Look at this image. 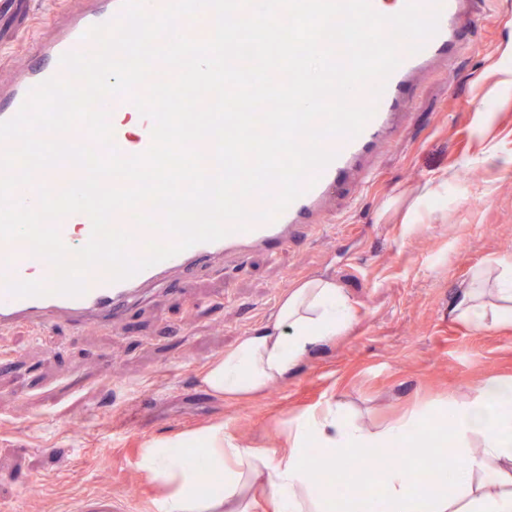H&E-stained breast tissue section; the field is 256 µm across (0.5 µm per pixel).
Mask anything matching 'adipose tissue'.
<instances>
[{"label": "adipose tissue", "mask_w": 512, "mask_h": 512, "mask_svg": "<svg viewBox=\"0 0 512 512\" xmlns=\"http://www.w3.org/2000/svg\"><path fill=\"white\" fill-rule=\"evenodd\" d=\"M448 315L478 328L512 324V262L474 268L459 284ZM353 318L335 281L305 280L282 297L263 327L213 358L202 383L226 399L252 397L285 381L315 347L346 333ZM437 429L447 430L449 442L420 458L429 483L416 486L400 464L384 469L378 512H512V380L497 378L449 408L408 411L376 430L330 403L289 422L281 449L245 446L225 433L223 423H211L149 443L139 468L163 485L162 512H252L261 497L270 512H332L339 504L347 512H371L367 484L320 483L311 455L344 476L350 463L369 467L373 451L421 446ZM450 451L463 459L453 470L442 462ZM205 472L215 474V482L203 485Z\"/></svg>", "instance_id": "adipose-tissue-1"}]
</instances>
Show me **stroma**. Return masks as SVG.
<instances>
[{"label": "stroma", "mask_w": 512, "mask_h": 512, "mask_svg": "<svg viewBox=\"0 0 512 512\" xmlns=\"http://www.w3.org/2000/svg\"><path fill=\"white\" fill-rule=\"evenodd\" d=\"M455 65L422 78L410 120L374 181L337 195L325 224L275 253L156 296L115 328L0 332V512H158L142 448L202 424L261 448L327 403L377 427L413 408L512 379V327L448 318L456 285L512 259V0H477ZM447 171L446 184L434 182ZM335 279L353 303L346 335L248 400L201 384L207 364L266 323L300 282Z\"/></svg>", "instance_id": "35a3bbf8"}]
</instances>
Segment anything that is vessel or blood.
I'll use <instances>...</instances> for the list:
<instances>
[{
	"label": "vessel or blood",
	"instance_id": "b4317fda",
	"mask_svg": "<svg viewBox=\"0 0 512 512\" xmlns=\"http://www.w3.org/2000/svg\"><path fill=\"white\" fill-rule=\"evenodd\" d=\"M423 9H438L435 35L422 49L402 52L400 65L387 78L383 91L374 84L363 87L371 96L375 113L361 133L354 137L330 136L323 145L335 157L318 173L317 182L307 188L276 219L254 221L248 229L235 231L214 242L195 244L179 254L146 268L131 278L112 281L101 269H93L84 294L72 297L59 294L18 298L0 289V331L26 327L39 331L53 325L56 317H65L81 328L91 324L110 325L120 321L127 311L148 296L173 285L193 280L199 273L222 265L228 257H246L256 251L274 252L287 245L305 227L322 223L329 203L337 191L356 180H368L380 147L393 138L406 121L405 101L417 79L435 69L448 67L462 52L466 33L475 19V0H418ZM48 12L49 23L31 40L34 58L10 70H0V121L13 118L32 88L41 82L63 76V54L93 51L92 42L83 38L94 25L116 18L122 0H69L58 7L56 0H39ZM29 0H0V41L17 36L15 20L22 18ZM115 227L130 231L135 241L147 244L171 242V235L135 225L128 212L116 213ZM65 244L72 249L84 246L91 236V221L82 213L69 215L58 223ZM28 247L22 242L0 249V272L24 281H47L53 268L46 260L31 262Z\"/></svg>",
	"mask_w": 512,
	"mask_h": 512
}]
</instances>
